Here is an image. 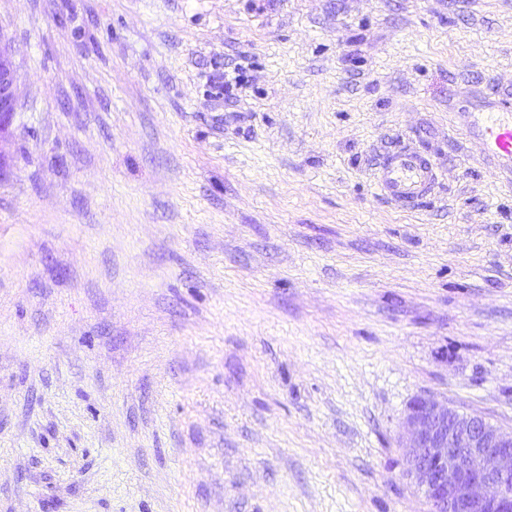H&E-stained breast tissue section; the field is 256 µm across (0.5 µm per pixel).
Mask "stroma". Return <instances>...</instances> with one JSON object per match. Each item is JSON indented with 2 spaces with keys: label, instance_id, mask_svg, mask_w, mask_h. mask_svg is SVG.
<instances>
[{
  "label": "stroma",
  "instance_id": "35a3bbf8",
  "mask_svg": "<svg viewBox=\"0 0 512 512\" xmlns=\"http://www.w3.org/2000/svg\"><path fill=\"white\" fill-rule=\"evenodd\" d=\"M0 512H432V395L512 430V0H0ZM242 64L234 103L217 90ZM441 169L373 188L399 140ZM17 108L16 71L7 50L0 49V140L11 129ZM479 119L466 125L467 137L483 156L502 170L512 172V99L509 95L484 98ZM374 179L382 196L414 207L435 194L440 169L429 154L402 141L381 156Z\"/></svg>",
  "mask_w": 512,
  "mask_h": 512
}]
</instances>
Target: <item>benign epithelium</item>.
I'll return each mask as SVG.
<instances>
[{
    "instance_id": "obj_1",
    "label": "benign epithelium",
    "mask_w": 512,
    "mask_h": 512,
    "mask_svg": "<svg viewBox=\"0 0 512 512\" xmlns=\"http://www.w3.org/2000/svg\"><path fill=\"white\" fill-rule=\"evenodd\" d=\"M16 108V71L0 50V139ZM398 444L405 476L434 512H512L511 430L424 395L407 406Z\"/></svg>"
}]
</instances>
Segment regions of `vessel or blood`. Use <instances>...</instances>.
I'll return each instance as SVG.
<instances>
[{
  "mask_svg": "<svg viewBox=\"0 0 512 512\" xmlns=\"http://www.w3.org/2000/svg\"><path fill=\"white\" fill-rule=\"evenodd\" d=\"M466 131L485 159L512 172V97L484 99L478 120L467 124ZM374 179L382 196L413 207L435 194L440 169L429 154L402 141L381 156Z\"/></svg>",
  "mask_w": 512,
  "mask_h": 512,
  "instance_id": "obj_1",
  "label": "vessel or blood"
}]
</instances>
